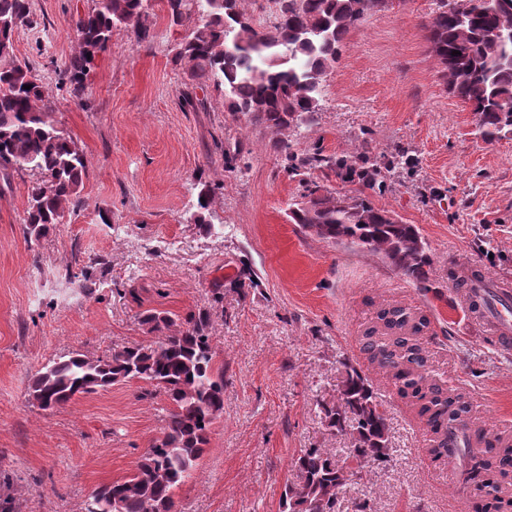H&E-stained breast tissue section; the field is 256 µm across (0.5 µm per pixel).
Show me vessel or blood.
I'll list each match as a JSON object with an SVG mask.
<instances>
[{
    "instance_id": "b4317fda",
    "label": "vessel or blood",
    "mask_w": 512,
    "mask_h": 512,
    "mask_svg": "<svg viewBox=\"0 0 512 512\" xmlns=\"http://www.w3.org/2000/svg\"><path fill=\"white\" fill-rule=\"evenodd\" d=\"M466 295L477 304V321L497 337L502 347L512 346V282L475 279Z\"/></svg>"
}]
</instances>
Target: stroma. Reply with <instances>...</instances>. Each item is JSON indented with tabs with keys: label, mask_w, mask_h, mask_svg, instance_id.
I'll return each instance as SVG.
<instances>
[{
	"label": "stroma",
	"mask_w": 512,
	"mask_h": 512,
	"mask_svg": "<svg viewBox=\"0 0 512 512\" xmlns=\"http://www.w3.org/2000/svg\"><path fill=\"white\" fill-rule=\"evenodd\" d=\"M93 0H32L14 53L49 89L53 124L84 161L81 204L37 242L25 238L27 172L0 179V495L19 512H83L100 485L129 475L161 434L162 396L124 382L43 410L29 398L48 362L93 358L157 339L146 311L176 319L209 310L224 411L199 466L175 494L177 512H281L293 458L320 448L341 458L348 435L328 428L345 365L361 369L388 410L389 462L367 467L339 512H465L444 460H433L424 425L398 399L390 375L368 362L364 330L382 308L426 315L429 367L467 392L475 428L494 438L512 424V349L472 324L457 279L478 270L512 281V134L480 137L470 107L449 94L424 27L442 0H387L350 30L325 81L320 112L285 131L298 157H333L369 146L411 159L373 203L418 225L434 255L429 291L379 253L355 250L289 223L302 192L274 147L280 135L234 115L224 91L199 85L173 50L191 22L173 24L161 4L153 38L112 32L108 50L72 94L60 70L77 50L74 22ZM242 171L224 169L226 155ZM210 186L208 223L187 216ZM94 260L93 279L81 269ZM247 261L260 285L214 289Z\"/></svg>",
	"instance_id": "stroma-1"
}]
</instances>
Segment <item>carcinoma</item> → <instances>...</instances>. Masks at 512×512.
I'll list each match as a JSON object with an SVG mask.
<instances>
[{"mask_svg":"<svg viewBox=\"0 0 512 512\" xmlns=\"http://www.w3.org/2000/svg\"><path fill=\"white\" fill-rule=\"evenodd\" d=\"M160 2L173 23L198 21L175 49V62L187 63L195 80L224 89L228 111L281 132L301 128L296 117L320 111L324 79L336 67L349 31L385 0H276L278 18L270 29L250 21L241 0ZM148 16L146 0H95L75 22L79 51L65 68L71 80L78 81L107 49L114 28H126L139 43L149 41ZM24 24H33L30 0H0V167L35 176L25 234L38 241L61 223L66 206L79 207L85 166L74 141L48 120L52 107L44 83L14 55L15 32ZM428 30L448 91L471 107L482 137L512 133V119L503 115V107L512 104V0H463L460 7L436 13ZM454 50L460 55H452ZM276 148L291 173L308 170L300 200L289 209L291 223L314 225L332 243L381 253L406 280L424 291L431 287L433 256L418 226L372 202L385 173L407 160L382 162L365 147L299 163L288 141L278 140ZM312 169L322 176L311 175ZM332 174L356 185L355 193L327 190L323 181ZM198 198L190 220L206 224L210 188ZM255 277L243 260L229 287L241 293L257 288ZM209 320L205 310L179 323L150 311L143 322L160 333L157 341L125 346L106 359L74 353L50 362L32 382L29 396L44 410L134 379L147 385L144 395L161 394L167 401L162 436L132 473L94 490L84 512H172L175 490L192 477L224 410V369L216 363ZM429 326L428 318L407 307L385 308L366 330L362 350L391 372L395 394L417 410L432 453L441 459L459 455L448 447V425L463 420L471 403L430 375L422 342ZM324 414L329 428L351 437L344 464L319 448L300 451L293 460L299 482L285 486L282 512H336L348 481L366 465L391 458L386 407L361 370L346 366L340 403ZM477 443L463 455L464 484L480 512H512V447L482 436Z\"/></svg>","mask_w":512,"mask_h":512,"instance_id":"1","label":"carcinoma"}]
</instances>
